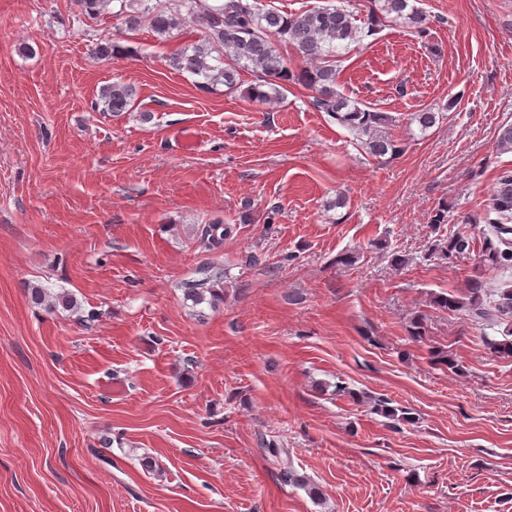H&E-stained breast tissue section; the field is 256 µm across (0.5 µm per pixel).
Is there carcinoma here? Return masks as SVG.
Masks as SVG:
<instances>
[{"instance_id":"obj_1","label":"carcinoma","mask_w":512,"mask_h":512,"mask_svg":"<svg viewBox=\"0 0 512 512\" xmlns=\"http://www.w3.org/2000/svg\"><path fill=\"white\" fill-rule=\"evenodd\" d=\"M111 0H77L81 12L91 19L99 17ZM122 17L132 31L142 26L150 28L160 40L171 37L172 31L183 28L193 20L204 28L203 36L192 46L173 52L167 57L168 66L176 71H186L202 78L199 87L210 91L218 84L226 90L240 88L242 72L253 70L264 75L259 83L249 86V99L269 103L279 98L291 84L304 86L313 92V105L358 137L375 157L399 152V146L384 128L392 118L382 112L354 100L337 89V58L339 45L348 46L360 41L361 27L356 24L355 14L343 6H315L302 13L288 14L282 10L261 4V0H219L216 4H199V0H175L172 7L150 0H116ZM382 6L369 10L367 34L388 20L404 19L418 33L426 32L430 23L428 15L410 0H381ZM289 45L299 58L313 67L296 71L288 65V59L277 44ZM125 48L103 39L96 44L94 54L101 60L117 57ZM135 89L116 81L100 90L95 106L101 111L120 116L129 110ZM494 217L498 240L512 234V169H505L498 176L496 187L488 203ZM224 241V227L212 223L202 228L196 239L199 248L211 251ZM470 248L468 239L456 236L437 244V249L448 260ZM483 256L493 265L512 266V247L500 248L488 241ZM209 279L184 286V300L198 305L204 301ZM29 301L48 313L75 312L79 309L76 297L69 291L58 292L38 285L25 288ZM485 288L473 280L467 288L466 300L452 296L435 298L437 306L453 311L465 304L472 307L474 315L481 319L512 321V285L504 284L490 293L492 300L483 303ZM283 475L288 482L309 488L317 494V487L309 486L306 477L295 471L288 461H283Z\"/></svg>"}]
</instances>
